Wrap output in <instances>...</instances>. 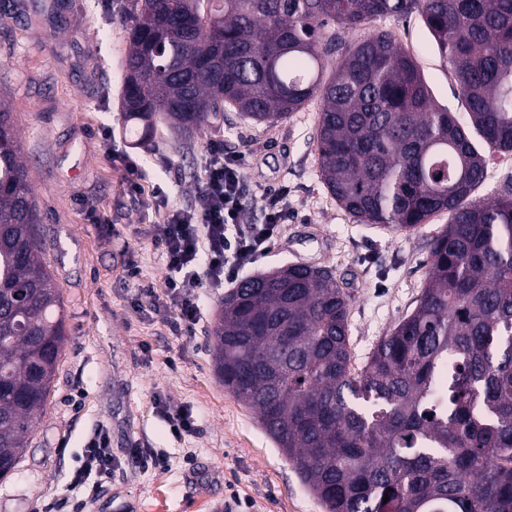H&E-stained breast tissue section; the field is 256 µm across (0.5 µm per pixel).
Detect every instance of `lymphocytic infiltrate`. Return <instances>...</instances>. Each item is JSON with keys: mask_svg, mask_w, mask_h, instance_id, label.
<instances>
[{"mask_svg": "<svg viewBox=\"0 0 512 512\" xmlns=\"http://www.w3.org/2000/svg\"><path fill=\"white\" fill-rule=\"evenodd\" d=\"M246 169L241 158L225 157L223 142L208 141L201 154L197 181L201 208H170L163 223L152 227L170 275L163 293H156L150 285L142 286L140 292L154 310L172 315L175 330H191L199 321L200 306L193 287L200 278H207L213 288L236 281L243 269L269 249L279 225L291 216L287 188L256 186ZM247 197L261 212V223L243 225V200ZM111 472V441L101 431L88 441L83 463L73 474L71 485L91 500Z\"/></svg>", "mask_w": 512, "mask_h": 512, "instance_id": "obj_1", "label": "lymphocytic infiltrate"}]
</instances>
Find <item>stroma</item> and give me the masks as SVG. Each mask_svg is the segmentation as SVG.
Returning a JSON list of instances; mask_svg holds the SVG:
<instances>
[{"mask_svg":"<svg viewBox=\"0 0 512 512\" xmlns=\"http://www.w3.org/2000/svg\"><path fill=\"white\" fill-rule=\"evenodd\" d=\"M126 0H0V97L14 115L39 206L43 257L58 281L67 340L50 396L16 469L0 479V512H40L69 496L70 473L98 428L111 438L112 473L84 512H323L255 411L224 389L211 348L223 291L199 282V324L174 332L149 308L142 283L162 287L166 258L150 236L159 201L198 205L193 176L209 140L256 159L254 181L288 189L292 216L247 269L291 263L331 268L352 295V362L362 366L382 336L415 306L440 215L391 234L358 223L318 170L319 103L256 124L228 111L220 124L181 137L166 126L135 148L118 108L124 78ZM435 99L467 122L448 64L419 15L386 17ZM146 173L141 194L124 184L125 160ZM105 219L98 228L93 216ZM191 433H174L170 411Z\"/></svg>","mask_w":512,"mask_h":512,"instance_id":"obj_1","label":"stroma"}]
</instances>
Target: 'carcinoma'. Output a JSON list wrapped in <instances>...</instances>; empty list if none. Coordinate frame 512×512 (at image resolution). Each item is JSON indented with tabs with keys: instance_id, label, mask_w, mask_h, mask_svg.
Listing matches in <instances>:
<instances>
[{
	"instance_id": "1",
	"label": "carcinoma",
	"mask_w": 512,
	"mask_h": 512,
	"mask_svg": "<svg viewBox=\"0 0 512 512\" xmlns=\"http://www.w3.org/2000/svg\"><path fill=\"white\" fill-rule=\"evenodd\" d=\"M120 99L137 142L229 109L257 123L318 99L320 177L362 224L446 214L413 312L351 363L350 294L291 264L224 295L212 356L325 512H512V184L473 200L486 157L385 31L421 16L472 127L512 152V0H129ZM40 212L0 100V478L45 407L65 341ZM388 501H383V498Z\"/></svg>"
}]
</instances>
